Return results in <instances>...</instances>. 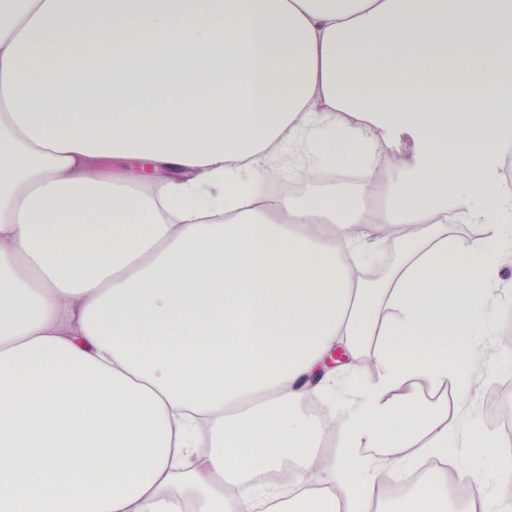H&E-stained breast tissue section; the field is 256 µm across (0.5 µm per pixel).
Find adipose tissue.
<instances>
[{
  "label": "adipose tissue",
  "mask_w": 512,
  "mask_h": 512,
  "mask_svg": "<svg viewBox=\"0 0 512 512\" xmlns=\"http://www.w3.org/2000/svg\"><path fill=\"white\" fill-rule=\"evenodd\" d=\"M476 5L0 0V512H372V449L455 453L410 385L469 394L448 351L512 257V0ZM401 131L415 164L387 159ZM287 151L295 178H366L269 194ZM382 247L402 257L372 282ZM336 349L377 378L323 458L298 405ZM447 485L394 512H447Z\"/></svg>",
  "instance_id": "obj_1"
}]
</instances>
